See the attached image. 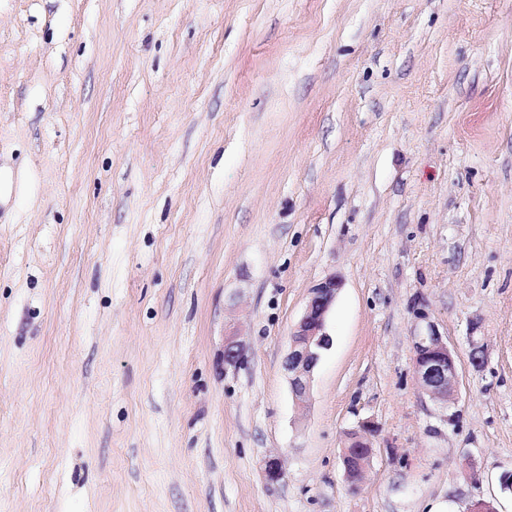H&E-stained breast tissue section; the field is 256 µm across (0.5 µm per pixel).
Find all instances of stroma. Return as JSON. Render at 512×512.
<instances>
[{"instance_id":"35a3bbf8","label":"stroma","mask_w":512,"mask_h":512,"mask_svg":"<svg viewBox=\"0 0 512 512\" xmlns=\"http://www.w3.org/2000/svg\"><path fill=\"white\" fill-rule=\"evenodd\" d=\"M511 475L512 0H0V512H512ZM336 277H328L315 285L305 311L290 336L291 346L285 367L295 398L303 403L308 395L314 371L333 344L326 320L339 289ZM414 369L422 392L446 410L455 403L458 369L448 341L428 324L414 336ZM373 432L374 425L369 421H365L362 422L357 429L348 433V440L350 439V442L344 449L343 454V463L347 474H350L353 471L354 463L352 461L356 454L361 456V459L358 460L359 465L364 464L366 460L367 462H370L373 449L369 436H371Z\"/></svg>"}]
</instances>
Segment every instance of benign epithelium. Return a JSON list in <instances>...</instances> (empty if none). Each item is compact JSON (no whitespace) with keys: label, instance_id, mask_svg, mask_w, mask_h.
Wrapping results in <instances>:
<instances>
[{"label":"benign epithelium","instance_id":"7a95c632","mask_svg":"<svg viewBox=\"0 0 512 512\" xmlns=\"http://www.w3.org/2000/svg\"><path fill=\"white\" fill-rule=\"evenodd\" d=\"M339 281L328 277L311 289L305 311L291 332V346L285 367L290 375L293 394L299 402H304L310 387L314 371L326 351L333 344L327 331L326 320L335 300ZM479 325L470 328L469 357L475 366L484 362L486 346L482 337L476 335ZM414 369L422 392L442 408L455 403L458 382V369L454 354L448 347V341L429 324L420 329L414 337ZM242 358V344L236 337L229 336L224 341V363L237 365ZM374 425L365 421L357 429L348 433L349 445L344 449L343 463L347 473L353 471L354 456L359 455V464L371 460L373 449L370 436Z\"/></svg>","mask_w":512,"mask_h":512}]
</instances>
